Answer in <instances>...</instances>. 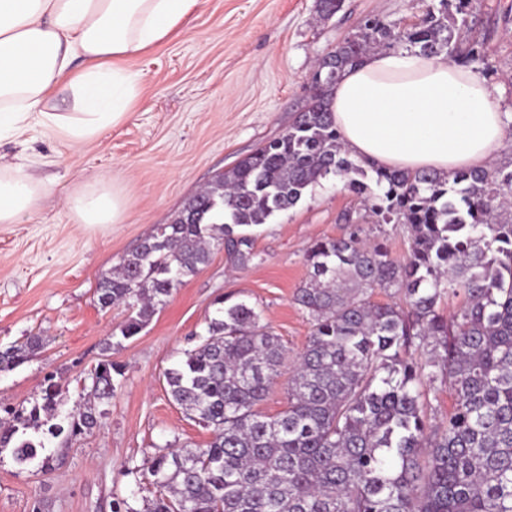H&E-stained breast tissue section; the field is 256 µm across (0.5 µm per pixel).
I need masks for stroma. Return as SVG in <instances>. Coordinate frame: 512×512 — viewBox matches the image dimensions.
Masks as SVG:
<instances>
[{
    "mask_svg": "<svg viewBox=\"0 0 512 512\" xmlns=\"http://www.w3.org/2000/svg\"><path fill=\"white\" fill-rule=\"evenodd\" d=\"M432 0H343L321 19L319 0H203L189 33L130 60L145 79L142 100L99 142L73 152L37 135L26 151L51 184L36 216L0 224V344L37 332L44 346L18 368L0 373V421L31 408L47 377L62 386L58 413L93 400L92 374L103 361L120 368L112 399L99 403L96 428L49 439L53 468H20L0 452V512H112L124 499L146 512L154 486L137 485L145 458L168 448H203L210 430L173 402L164 377L205 333L220 297L246 301L279 336L288 358L259 410L285 407V387L311 331L294 294L308 277L312 242L359 227L395 259L410 245L404 224H377L360 197L330 179L295 207L254 227L256 259L231 267L223 252L186 278L136 336L116 335L127 313L101 309L100 275L169 223L187 198L288 129L310 103L315 63L376 16L403 28L418 23ZM462 42L489 48L481 74L502 112L512 114V0H471ZM105 180L129 200L122 223H74L64 196Z\"/></svg>",
    "mask_w": 512,
    "mask_h": 512,
    "instance_id": "1",
    "label": "stroma"
}]
</instances>
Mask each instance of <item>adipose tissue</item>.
<instances>
[{
  "label": "adipose tissue",
  "mask_w": 512,
  "mask_h": 512,
  "mask_svg": "<svg viewBox=\"0 0 512 512\" xmlns=\"http://www.w3.org/2000/svg\"><path fill=\"white\" fill-rule=\"evenodd\" d=\"M200 0H0V140L33 130L74 150L133 111L130 59L189 31ZM329 108L355 158L395 169L487 165L507 129L491 87L447 57L370 54L336 82ZM26 164L0 163V224L29 220L48 195ZM75 223L118 224L127 199L98 182L67 196Z\"/></svg>",
  "instance_id": "obj_1"
}]
</instances>
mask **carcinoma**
Segmentation results:
<instances>
[{"label": "carcinoma", "instance_id": "1", "mask_svg": "<svg viewBox=\"0 0 512 512\" xmlns=\"http://www.w3.org/2000/svg\"><path fill=\"white\" fill-rule=\"evenodd\" d=\"M469 3L458 0L452 14L439 0L410 28L364 18L318 61L313 100L288 130L216 176L98 279L99 306L129 311L119 326L129 339L213 251L234 267L258 257L241 228L295 207L324 179L360 195L375 223L410 228L402 261L356 230L307 249L309 276L294 301L311 332L275 417L257 406L286 350L255 308L217 301L206 334L165 372L173 401L213 438L144 460L142 477L159 488L148 512H512V169L409 172L355 161L328 110L341 73L380 46L487 64L484 46L459 42L466 20L457 15ZM390 288L399 301L373 300ZM445 294L461 298L448 317L438 307ZM42 347L36 334L0 347V371ZM115 373L109 361L98 365L94 398L112 397ZM437 382L453 405L433 425L425 400ZM58 394L48 385L43 404L0 424V451L19 429L47 423ZM66 420L51 434L81 436L98 423L96 405ZM44 450L23 439L14 455L49 470L55 458Z\"/></svg>", "mask_w": 512, "mask_h": 512}]
</instances>
